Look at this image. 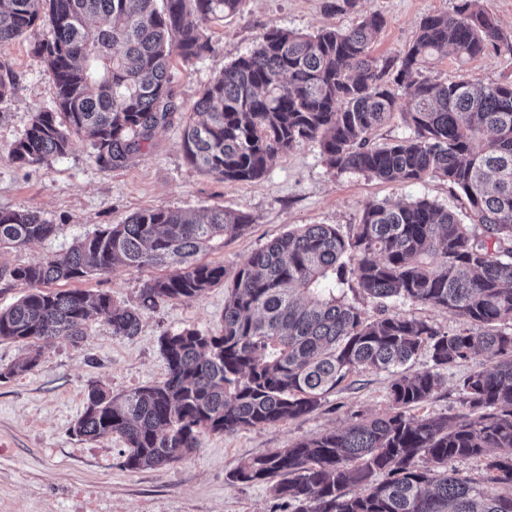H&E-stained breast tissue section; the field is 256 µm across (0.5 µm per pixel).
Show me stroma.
Listing matches in <instances>:
<instances>
[{
    "label": "stroma",
    "instance_id": "1",
    "mask_svg": "<svg viewBox=\"0 0 512 512\" xmlns=\"http://www.w3.org/2000/svg\"><path fill=\"white\" fill-rule=\"evenodd\" d=\"M457 0H357L354 9L337 12L336 0H242L236 14L209 23L211 50L201 60L173 59L170 68L179 107L170 124L127 165L104 169L91 156L88 138H75L67 154L47 165L21 167L9 151L26 129L33 112L51 105L55 86L40 59L35 40L40 28L0 49V65L15 76L12 93L0 101V209L32 210L56 224L51 238L20 250L0 252V266L42 261L66 251L77 240L130 215L153 209L224 208L251 215L247 231L207 252L206 262L234 274L239 264L300 224L359 223L371 202L395 204L425 198L464 214L467 202L447 183L383 182L358 172L328 168L318 142L305 140L278 155L266 175L251 183H225L190 165L181 147L183 118L203 88L257 38L272 27L313 33L326 27L347 28L373 12L385 26L373 44L374 56L404 49L427 15L452 11ZM512 72V58L488 53L467 63L447 55L432 60L426 75L491 84ZM157 268H118L71 281L74 289L110 293L127 307L137 306L147 280ZM225 285L203 297L160 303L143 312L137 336L119 338L102 322L90 323L80 344L57 338L41 345L37 366L13 375L9 368L24 353L22 344L0 341V512H290L265 484H234L229 476L246 459L269 453L301 439L342 427L357 415H381L390 407L391 374L364 371L328 394L314 413L273 426L233 434L203 435L198 448L181 461L161 467L128 469L126 445L111 437L92 443L76 436L73 426L84 410L89 383L113 394L162 381L167 362L160 350L163 334L191 327L220 331ZM347 298L365 318L381 309L416 317L441 328H457L447 311L420 302L369 297L360 288ZM471 360L444 369L442 387L415 417L454 413L458 386L478 367Z\"/></svg>",
    "mask_w": 512,
    "mask_h": 512
}]
</instances>
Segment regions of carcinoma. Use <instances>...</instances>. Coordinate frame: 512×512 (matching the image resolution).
Masks as SVG:
<instances>
[{
  "mask_svg": "<svg viewBox=\"0 0 512 512\" xmlns=\"http://www.w3.org/2000/svg\"><path fill=\"white\" fill-rule=\"evenodd\" d=\"M241 2L0 0V47L49 28L33 53L56 88L52 106L33 113L12 145V162L47 164L86 134L98 166L126 165L177 112L172 54L203 58L207 23ZM383 24L371 14L346 29L267 30L202 90L185 117L183 152L225 183L253 182L276 155L312 140L339 172L443 180L465 197V215L420 198L369 203L346 234L336 224H304L273 240L235 271L219 333L183 328L161 337L165 379L118 397L88 387L78 436L122 438L130 469L168 465L204 432L295 420L353 373L394 371L385 414L251 457L231 481L270 485L292 512H512V77L481 85L425 74L443 50L461 62L491 50L512 58V42L479 0L424 17L403 52L379 59L372 43ZM397 113L409 133L378 141ZM250 224L241 211L145 210L47 260L1 266V280L29 288L0 310V340L30 347L9 374L37 366L39 341L77 343L92 321L132 338L143 311L224 283V266L198 256ZM55 233L36 211L0 210V249ZM117 267L168 273L144 284L136 308L104 292L47 290ZM354 283L376 299L444 309L462 326L443 331L398 312L369 321L346 298ZM422 352L433 369L400 371ZM476 357L487 367L462 380L455 413L409 414L442 386L440 370ZM461 458L483 460V479L448 469ZM357 485L367 492L349 494Z\"/></svg>",
  "mask_w": 512,
  "mask_h": 512,
  "instance_id": "1",
  "label": "carcinoma"
}]
</instances>
